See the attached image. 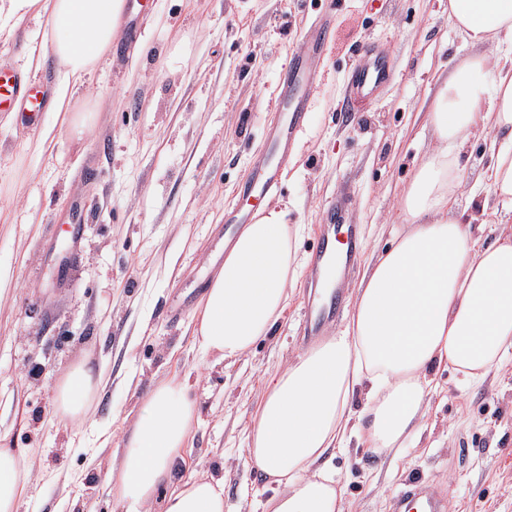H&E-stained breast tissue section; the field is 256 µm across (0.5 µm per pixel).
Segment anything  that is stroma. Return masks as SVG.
<instances>
[{
	"mask_svg": "<svg viewBox=\"0 0 512 512\" xmlns=\"http://www.w3.org/2000/svg\"><path fill=\"white\" fill-rule=\"evenodd\" d=\"M137 44L120 29L116 53L74 89L94 107L91 129L72 134L55 110L34 128L0 112V442L26 449L35 477L21 512H120L103 483L118 466L140 399L181 378L199 421L176 479L224 478V512H264L271 485L245 448L265 381L312 343L301 331L306 266L329 203L347 196L361 227L349 286L402 227L401 198L414 166L436 144L428 122L451 67L475 53L448 19V0H335L325 79L275 199L301 225L288 306L267 339L235 360L204 356L194 334L197 284L219 267L217 233L231 190L264 149V130L288 52L315 11L310 0H144ZM47 15L0 36V57L23 65ZM386 47L394 78L367 112L351 111L343 81L357 48ZM483 128L465 148L467 182L454 208L473 216L480 243L512 227L488 179ZM80 200L90 217L70 244L58 213ZM191 301L181 318L168 308ZM105 368L87 421L52 419L54 388L79 360ZM421 430L398 454L360 435L329 466L343 512H392L413 479L433 484L449 512H512V356L464 388L440 368Z\"/></svg>",
	"mask_w": 512,
	"mask_h": 512,
	"instance_id": "1",
	"label": "stroma"
}]
</instances>
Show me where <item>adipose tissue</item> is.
<instances>
[{"instance_id": "ef3b65f1", "label": "adipose tissue", "mask_w": 512, "mask_h": 512, "mask_svg": "<svg viewBox=\"0 0 512 512\" xmlns=\"http://www.w3.org/2000/svg\"><path fill=\"white\" fill-rule=\"evenodd\" d=\"M124 10L125 0H0V33L47 13L42 42L25 51L24 64L57 61L56 110L74 126L87 117L73 113L69 90L111 52ZM448 15L472 45L492 41L496 51L450 70L429 115L438 143L402 199L408 228L357 285L345 329L277 370L262 392L247 453L276 486L268 512H343V488L321 461L343 443L357 389L368 390L365 438L384 453L419 428L434 366L474 384L512 354V233L479 246L452 206L466 180L460 148L481 123L495 133L492 193L512 208V0H448ZM299 238L277 203L241 228L195 314L204 354L234 359L269 336L288 303ZM104 383V371L73 364L55 387V418L86 420ZM198 418L186 381L145 395L119 468L104 474L121 512H224L223 479H174ZM32 475L23 449L0 448V512H19Z\"/></svg>"}]
</instances>
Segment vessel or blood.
I'll list each match as a JSON object with an SVG mask.
<instances>
[{
	"label": "vessel or blood",
	"instance_id": "b4317fda",
	"mask_svg": "<svg viewBox=\"0 0 512 512\" xmlns=\"http://www.w3.org/2000/svg\"><path fill=\"white\" fill-rule=\"evenodd\" d=\"M330 28L331 10L326 7L306 29L301 50L291 54L283 67L273 102L277 120L265 132L266 150L254 165L251 181L235 189V197L261 199L279 190L282 171L313 108ZM392 76L391 60L379 44L358 48L345 76L347 101L365 109ZM47 105L48 91L37 77L0 61V112L13 110L34 121ZM357 231V225L346 223L345 209L337 203L330 206L327 223L317 226L319 241L307 271L310 292L301 308L305 335H323L342 316L343 295L357 255ZM393 508L394 512H447L448 502L430 484L415 480L397 495Z\"/></svg>",
	"mask_w": 512,
	"mask_h": 512
}]
</instances>
